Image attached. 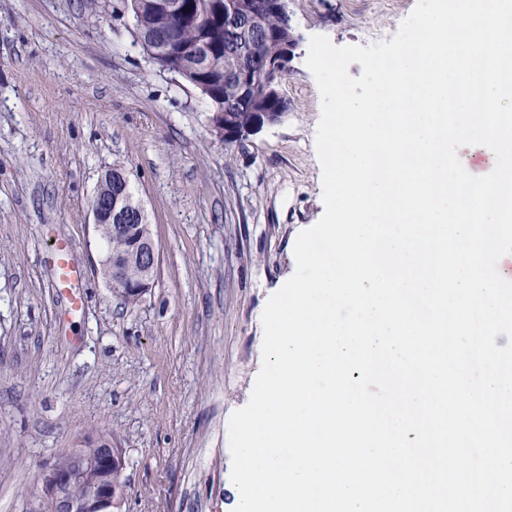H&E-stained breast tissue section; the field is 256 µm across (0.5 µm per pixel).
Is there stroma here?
I'll use <instances>...</instances> for the list:
<instances>
[{
  "label": "stroma",
  "mask_w": 512,
  "mask_h": 512,
  "mask_svg": "<svg viewBox=\"0 0 512 512\" xmlns=\"http://www.w3.org/2000/svg\"><path fill=\"white\" fill-rule=\"evenodd\" d=\"M417 0H288L301 36L289 112L241 144L209 101L154 63L123 0H0V512H25L42 469L86 434L121 448V512H228V423L261 367V315L324 213L311 35L391 40ZM128 172L160 251L153 288L115 297L91 201ZM87 274L67 328L50 261Z\"/></svg>",
  "instance_id": "obj_1"
}]
</instances>
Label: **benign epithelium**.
<instances>
[{"label": "benign epithelium", "instance_id": "obj_1", "mask_svg": "<svg viewBox=\"0 0 512 512\" xmlns=\"http://www.w3.org/2000/svg\"><path fill=\"white\" fill-rule=\"evenodd\" d=\"M253 23L259 15L251 10L249 0H224V27L232 37L229 48L244 42V18ZM300 36L281 46L280 53L264 58L237 55L234 66L238 84L239 102L244 106L265 99H279L278 87L286 75V63L299 46ZM288 112L287 103H282L274 112H262L256 123L241 129L229 113L220 110L208 115L209 129L228 143L240 142L260 132L264 127L280 123ZM109 189L103 194L95 192L91 212L94 225H112L117 233H131L128 253L114 257L103 265V276L113 288H124L138 298L147 293L155 284L159 264V252L151 237L148 225L143 223L144 207L126 194L129 184L128 173L124 170L107 176ZM136 264L141 268V277L135 282H124L125 266ZM123 460L115 448H102L94 468L73 467L57 459L41 475L40 483L29 499L30 512H37L45 498L56 500L59 512H113L120 507L125 485L112 481V474H122ZM80 484L86 488L85 495L75 500L69 496L71 487Z\"/></svg>", "mask_w": 512, "mask_h": 512}]
</instances>
